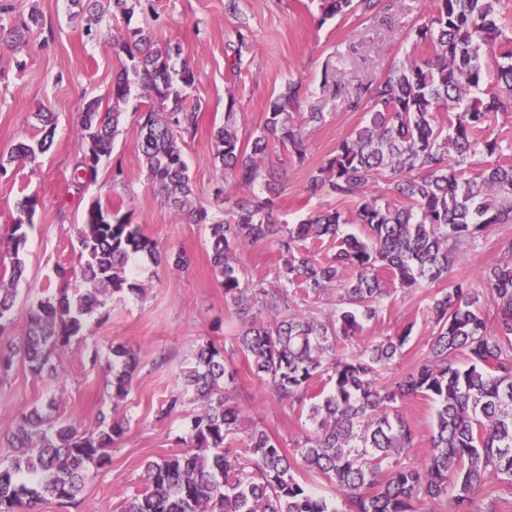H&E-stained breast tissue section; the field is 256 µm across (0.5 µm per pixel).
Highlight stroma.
Segmentation results:
<instances>
[{
	"instance_id": "1",
	"label": "stroma",
	"mask_w": 512,
	"mask_h": 512,
	"mask_svg": "<svg viewBox=\"0 0 512 512\" xmlns=\"http://www.w3.org/2000/svg\"><path fill=\"white\" fill-rule=\"evenodd\" d=\"M36 6L43 18L22 54L0 45V278L9 277V234L22 196L35 195L38 208L28 230L24 260L26 278L18 286L14 322L0 334V345L16 344L23 335L33 297L58 289L57 265L76 261L82 214L92 201L130 213L131 221L153 240L160 252L182 253L187 265L178 269L136 260L132 270L144 285L140 296L114 295L101 308V321H90L85 335L71 338L56 358L60 375L38 377L22 361L8 374H0V430L14 427L21 410L53 403L52 416L84 430L100 417L122 418L127 430L110 452L108 464L90 471L74 504L45 498L35 512H115L121 498L144 486L143 465L181 453L189 416L198 407L183 376L194 365L200 344L232 348L241 321L224 299L211 262L206 225L179 221L146 176L135 144V130L125 127L115 140L112 155L98 167L92 180L74 181L75 163L83 154L81 108L90 100L102 107L112 104V82L122 62L112 52V38L127 24L106 16L100 41H90L69 15L67 0H23ZM152 27L159 40L175 39L194 71L190 98L202 104L197 133L186 139L183 152L193 187L202 206L214 210L213 190L220 176L212 162V130L224 120L228 96H235L241 114V132L263 128L267 107L288 81L302 82L308 104L323 109L326 121L304 129L306 162L296 165L278 143L269 152L277 167L275 205L281 220L296 223L314 210L352 212L351 202L311 194L308 174L329 157L338 142L364 120L350 111L347 95L360 83L382 77L392 64L413 50L415 29L428 17L432 0H396L385 16L359 13L321 20L317 0H238L239 11H224V0H154ZM247 19L252 42L244 53L234 87L226 85V41L239 19ZM332 64L337 88L323 84L325 64ZM52 113L55 138L49 151L34 163L9 162L14 146L39 137L36 113ZM512 238V224H499L484 237L465 246L448 274L449 281H479L501 242ZM279 254L266 241L243 246L237 262L250 278L274 288ZM425 292L390 291L381 302L379 320L366 323L357 336L340 343V353L351 355L402 327H411V340L403 356L382 371L387 383L417 365L429 351L431 325ZM121 341L138 356V368L128 396L112 400L113 342ZM235 372L237 401L245 414V427L257 426L295 451L312 429L307 412L282 401L252 374L242 354L230 359ZM181 395L180 413L157 420L159 407L170 396ZM399 413L419 435L417 448L399 457L400 465H413L431 449L436 408L431 400L411 397L399 402Z\"/></svg>"
}]
</instances>
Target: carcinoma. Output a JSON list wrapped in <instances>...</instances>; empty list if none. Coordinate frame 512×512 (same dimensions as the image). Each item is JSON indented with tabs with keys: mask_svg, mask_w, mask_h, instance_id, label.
Listing matches in <instances>:
<instances>
[{
	"mask_svg": "<svg viewBox=\"0 0 512 512\" xmlns=\"http://www.w3.org/2000/svg\"><path fill=\"white\" fill-rule=\"evenodd\" d=\"M384 0H319L321 19L361 11L376 15ZM502 0H434L432 13L415 30L413 49L422 53L392 66L381 78L361 84L348 107L364 122L336 146L310 175L312 193L352 200L355 210H317L292 226L274 209L276 186L270 172L269 138L274 137L301 165L306 157L302 128L319 126L326 113L301 111L307 92L291 81L271 102L265 123L251 141L240 132V113L228 95L224 122L214 128L212 163L223 182L215 203L233 200L228 217L200 205L181 142L197 130L200 105H188L195 84L182 61L180 42L158 43L148 20L112 37V49L125 59L112 86V107L87 103L80 132L85 144L73 179L92 177L125 123L123 105L131 84L148 100L134 120L139 154L148 178L180 220L205 224L211 259L224 298L241 319L237 350L253 375L290 404L303 406L314 381L331 383L323 397L313 395L309 419L316 428L297 453L309 479L297 477L286 449L266 431L246 430L244 448L228 439L241 430L242 410L233 402L234 372L214 343L201 345L184 386L200 403L191 415L186 450L144 465L145 488L122 498L118 512H421V503L446 499L450 512H467L472 497L491 481L512 485V238L501 243L499 258L486 269L483 287L455 281L430 296L432 324L427 359L389 384L381 371L402 357L412 327L387 335L363 352L345 355L338 344L377 320L380 303L397 286L416 291L443 281L462 245L484 236L496 224H512V146L482 136L498 114L512 113V50L496 54L508 20ZM73 16L91 40L104 36L106 12L131 20L154 12L152 0H70ZM43 25L39 12H24L0 0V44L22 54L29 32ZM242 19L225 44L230 77L237 76L251 43ZM42 136L20 142L11 162H33L50 149L54 124L37 114ZM268 196L253 193L258 183ZM38 200L22 197L10 233L14 255L10 276L0 279V333L13 323L18 284L24 273L20 254L26 228L34 224ZM360 224L367 236L344 233ZM79 274L88 284L71 296L62 287L38 299L23 336L22 360L37 376L60 373L54 354L83 334L107 298L139 295L143 285L131 276L130 261L147 256L177 268L181 254L161 256L154 242L120 213L96 201L78 231ZM271 240L281 253L275 270L280 288L253 281L237 263L246 244ZM336 243L321 258L302 243ZM336 292L333 315L320 318L292 307L291 294L317 299ZM487 293L497 306L488 322L476 309ZM112 399L124 400L138 367L134 351L112 342ZM465 356L460 364L456 356ZM411 396L437 404L430 453L416 466L390 461L415 446L414 427L396 410ZM125 422L101 418L81 431L58 423L38 407L19 413L6 435L19 449L0 464V512H33L51 496L72 502L89 476V466L109 462L112 444ZM322 478L332 486L342 510L312 488Z\"/></svg>",
	"mask_w": 512,
	"mask_h": 512,
	"instance_id": "obj_1",
	"label": "carcinoma"
}]
</instances>
